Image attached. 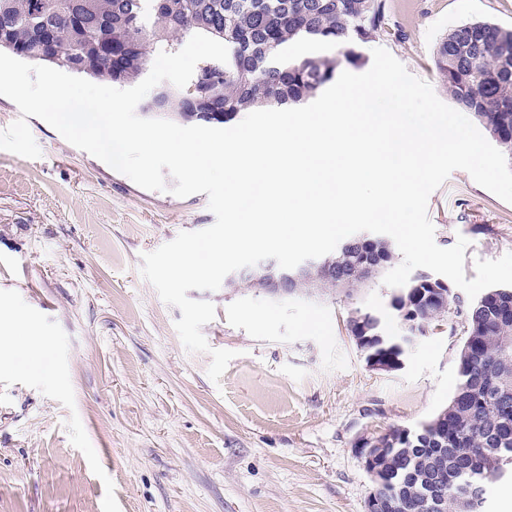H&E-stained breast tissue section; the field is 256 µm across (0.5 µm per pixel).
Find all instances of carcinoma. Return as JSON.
Returning <instances> with one entry per match:
<instances>
[{"mask_svg": "<svg viewBox=\"0 0 512 512\" xmlns=\"http://www.w3.org/2000/svg\"><path fill=\"white\" fill-rule=\"evenodd\" d=\"M385 26V0H0V51L120 85L143 75L152 53H173L188 36L222 42L227 62L204 60L186 87L163 88L141 106L147 119L183 124L208 112L210 125L222 128L244 111L296 108L316 98L342 66L356 64L354 47ZM434 66L451 102L512 161V30L488 21L457 25L436 43ZM341 244L324 259L348 292L370 280L366 266L380 270L393 258L384 238ZM440 287L419 274L396 289L391 307L430 326L442 311L427 297ZM510 309L512 288L473 301L448 407L410 441L401 427L383 436V494L397 502L391 512H426L437 460L425 448L445 446L448 512H462L469 488L479 491L473 512H485L487 484L512 466L500 462L512 458V332L504 333L503 323ZM347 329L368 359L392 364L402 355L371 314L352 315Z\"/></svg>", "mask_w": 512, "mask_h": 512, "instance_id": "cac0c4a2", "label": "carcinoma"}]
</instances>
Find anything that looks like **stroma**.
<instances>
[{"instance_id": "35a3bbf8", "label": "stroma", "mask_w": 512, "mask_h": 512, "mask_svg": "<svg viewBox=\"0 0 512 512\" xmlns=\"http://www.w3.org/2000/svg\"><path fill=\"white\" fill-rule=\"evenodd\" d=\"M385 33L357 48L361 74L382 47L447 100L438 39L489 20L512 29V0H385ZM28 125L42 155L0 150V306L34 327L46 351L16 350L0 369V512H365L373 482L356 451L367 433L414 428L458 383L465 311L449 309L403 356L369 368L347 330L352 309L405 332L393 288L373 277L342 293L279 300L247 288L190 290L211 302L202 333L234 351L219 382L210 357L183 347L141 256L210 227L206 194L150 191ZM435 242L458 237L475 260L512 252V203L463 170L428 199Z\"/></svg>"}]
</instances>
